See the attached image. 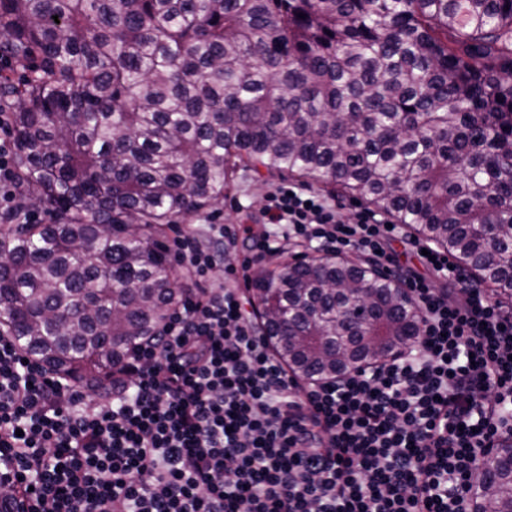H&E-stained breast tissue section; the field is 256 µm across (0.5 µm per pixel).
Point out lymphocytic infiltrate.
Masks as SVG:
<instances>
[{
  "label": "lymphocytic infiltrate",
  "instance_id": "obj_1",
  "mask_svg": "<svg viewBox=\"0 0 512 512\" xmlns=\"http://www.w3.org/2000/svg\"><path fill=\"white\" fill-rule=\"evenodd\" d=\"M8 130L4 111L0 211L11 213ZM263 218L260 250L273 238L354 248L394 274L421 316L408 352L338 380L289 375L237 286L254 259L224 264L238 226L204 217L175 241L193 287L126 356L106 403L0 331V512H474L486 443L512 413V306L404 225L344 221L306 187L275 186ZM394 240L450 290L401 267Z\"/></svg>",
  "mask_w": 512,
  "mask_h": 512
}]
</instances>
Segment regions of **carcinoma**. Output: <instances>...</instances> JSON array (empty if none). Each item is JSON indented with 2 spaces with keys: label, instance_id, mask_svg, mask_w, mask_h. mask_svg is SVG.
I'll use <instances>...</instances> for the list:
<instances>
[{
  "label": "carcinoma",
  "instance_id": "1",
  "mask_svg": "<svg viewBox=\"0 0 512 512\" xmlns=\"http://www.w3.org/2000/svg\"><path fill=\"white\" fill-rule=\"evenodd\" d=\"M0 51L24 71L0 75L15 187L50 215L0 224V326L56 376L112 385L182 296L157 236L240 169L381 208L512 298V0H0ZM367 269L254 278L293 375L415 341L416 306ZM480 474L482 512H512V452Z\"/></svg>",
  "mask_w": 512,
  "mask_h": 512
}]
</instances>
